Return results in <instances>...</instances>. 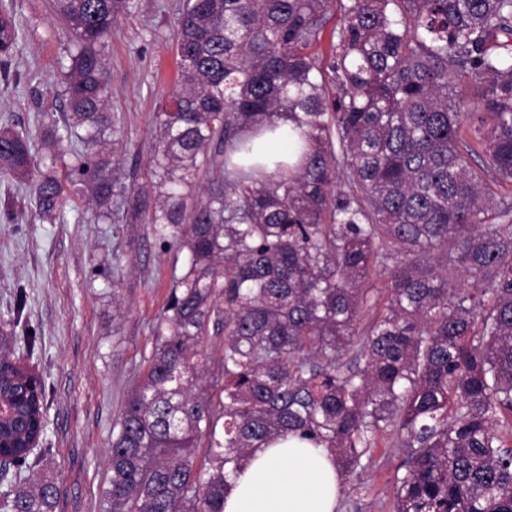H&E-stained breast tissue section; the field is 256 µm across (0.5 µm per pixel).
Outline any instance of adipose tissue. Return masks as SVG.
Instances as JSON below:
<instances>
[{"mask_svg": "<svg viewBox=\"0 0 512 512\" xmlns=\"http://www.w3.org/2000/svg\"><path fill=\"white\" fill-rule=\"evenodd\" d=\"M332 455L297 439L253 452L224 496V512H336Z\"/></svg>", "mask_w": 512, "mask_h": 512, "instance_id": "ef3b65f1", "label": "adipose tissue"}]
</instances>
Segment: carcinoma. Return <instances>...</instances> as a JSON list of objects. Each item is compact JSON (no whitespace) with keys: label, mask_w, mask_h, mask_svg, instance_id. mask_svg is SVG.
<instances>
[{"label":"carcinoma","mask_w":512,"mask_h":512,"mask_svg":"<svg viewBox=\"0 0 512 512\" xmlns=\"http://www.w3.org/2000/svg\"><path fill=\"white\" fill-rule=\"evenodd\" d=\"M135 7L50 0L69 37L63 121L0 128V180L28 185L40 220L81 185L87 222L120 204L183 254L112 425L102 512H224L233 475L279 438L327 449L345 481L387 432L408 449L395 512H512L496 430L512 419V199L488 183H512V0H180L149 189L106 151L105 56ZM337 13L325 60L312 48ZM26 38L0 0V53ZM279 118L305 128L299 165L233 160ZM211 331L222 348L205 352ZM45 398L0 364V512H55V479L25 476Z\"/></svg>","instance_id":"obj_1"}]
</instances>
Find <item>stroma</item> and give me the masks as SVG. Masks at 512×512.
Masks as SVG:
<instances>
[{
	"label": "stroma",
	"mask_w": 512,
	"mask_h": 512,
	"mask_svg": "<svg viewBox=\"0 0 512 512\" xmlns=\"http://www.w3.org/2000/svg\"><path fill=\"white\" fill-rule=\"evenodd\" d=\"M179 0H136L112 29L106 79L118 118L114 154L138 183L151 179L155 103L177 77ZM35 28L21 51L0 56V125L35 130L44 112L62 119L59 61L67 34L48 0H18ZM84 192H68L63 220L41 222L30 204L19 221L0 224V328L12 329L21 363L46 386L45 456L37 471L55 475V512H101L112 425L138 382L151 351V324L168 292L173 253L141 224L79 221ZM27 294L16 314L17 290ZM36 327L28 348L27 327ZM407 451L384 444L343 486L338 512H394L393 486L406 471Z\"/></svg>",
	"instance_id": "1"
}]
</instances>
